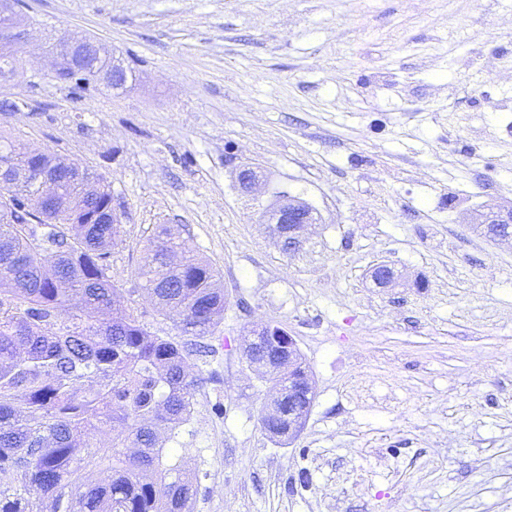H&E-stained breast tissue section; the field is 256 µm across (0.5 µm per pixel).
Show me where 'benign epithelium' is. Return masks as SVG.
<instances>
[{
  "instance_id": "benign-epithelium-1",
  "label": "benign epithelium",
  "mask_w": 512,
  "mask_h": 512,
  "mask_svg": "<svg viewBox=\"0 0 512 512\" xmlns=\"http://www.w3.org/2000/svg\"><path fill=\"white\" fill-rule=\"evenodd\" d=\"M33 24L20 20L7 28L0 30V41L11 44L17 48L25 47L31 38ZM71 55L74 69L82 76H88L96 84H103L114 89L121 88L127 81L128 70L124 62L112 57V65L105 66L102 60L109 57V51L98 42H89L88 39L71 34L59 37L57 48L51 50L54 63L50 69V76L57 78L61 55L60 51ZM236 180L242 192L249 193L259 181L258 173L249 166H242L236 172ZM307 204L296 198L277 205L267 212L268 224H286L288 230H275L282 247L287 252H295L304 243V230L306 225L313 223L312 213L305 212Z\"/></svg>"
}]
</instances>
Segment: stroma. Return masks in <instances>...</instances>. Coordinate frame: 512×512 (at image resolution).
<instances>
[{
    "instance_id": "1",
    "label": "stroma",
    "mask_w": 512,
    "mask_h": 512,
    "mask_svg": "<svg viewBox=\"0 0 512 512\" xmlns=\"http://www.w3.org/2000/svg\"><path fill=\"white\" fill-rule=\"evenodd\" d=\"M0 136L105 176L122 206L110 274L140 288L159 224L223 275L227 303L189 358L201 383L170 440L193 512H512V0H24ZM95 38L124 89L48 78L47 40ZM262 178L241 192L238 166ZM315 221L281 250L282 194ZM390 264L398 279L377 285ZM285 328L315 399L297 437L266 434L272 395L244 338ZM484 224H480V226L483 227V231L488 236H506L508 235V228L511 226V235H512V209L507 212V214L504 216L500 212L490 211L486 217ZM510 230V228H509ZM499 239H507L511 238V236L507 238H500Z\"/></svg>"
}]
</instances>
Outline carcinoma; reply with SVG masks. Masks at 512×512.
<instances>
[{
	"instance_id": "1",
	"label": "carcinoma",
	"mask_w": 512,
	"mask_h": 512,
	"mask_svg": "<svg viewBox=\"0 0 512 512\" xmlns=\"http://www.w3.org/2000/svg\"><path fill=\"white\" fill-rule=\"evenodd\" d=\"M14 48L0 43V79L15 77ZM60 81L88 82L62 62ZM13 167L0 201V512H192L197 494L183 459L163 463L159 432L173 434L194 412L199 352L152 330L110 276L121 225L110 222L111 184L58 154L11 141ZM143 289L181 336L215 332L224 319L220 272L170 225L159 224ZM248 336L250 355L279 389L262 424L286 443L315 395L298 347L276 325ZM109 427L112 461L74 491L96 435Z\"/></svg>"
}]
</instances>
